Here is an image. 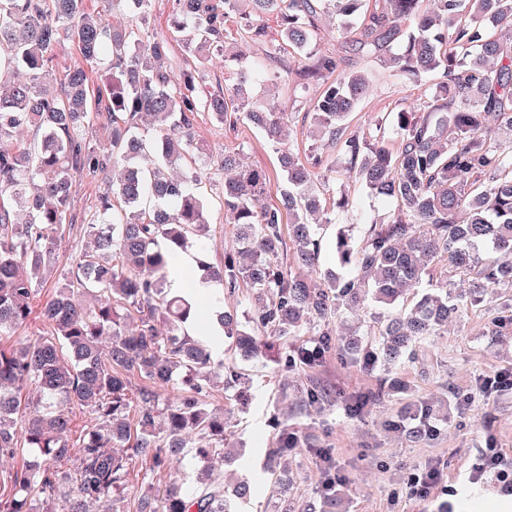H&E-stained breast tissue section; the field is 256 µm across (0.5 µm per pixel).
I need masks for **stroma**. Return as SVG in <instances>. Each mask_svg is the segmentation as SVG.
Listing matches in <instances>:
<instances>
[{"label": "stroma", "mask_w": 512, "mask_h": 512, "mask_svg": "<svg viewBox=\"0 0 512 512\" xmlns=\"http://www.w3.org/2000/svg\"><path fill=\"white\" fill-rule=\"evenodd\" d=\"M170 49L174 64L202 66L206 83L227 91L239 67L237 55L245 54L251 60L261 56L260 50L242 40L240 25L234 21L229 24L223 57L204 63L178 43H171ZM307 62L305 55L292 51L265 59L268 75L280 78L271 86L269 98L287 112L292 149L302 157L314 153L316 147L309 110L316 89L300 88L290 94L282 79ZM339 69L360 72L370 81L368 95L348 118L349 132L360 134L379 123L394 145L401 142L396 114L427 111L434 94L427 83L389 77L382 59L373 56H348ZM194 135L206 150L198 192L210 222L207 257L220 265L232 227L224 222V176L217 159L231 151L242 163L264 169L270 182L262 203L271 207L279 204L282 189L278 155L261 131L242 120L232 128L200 112ZM318 178L328 181L331 193L346 192L354 203L352 212L332 213L330 224L323 229L327 246L320 266L325 269L335 264L331 245L339 230H350L355 240H362L370 222L392 213L395 206L372 197L358 180L337 183L326 171L319 172ZM107 190L106 181L74 175V221L56 248V270L69 268L85 250L89 242L85 226ZM498 304L496 294L490 293L479 305H461L447 333L433 337L418 360L395 369V376L410 386L406 393L381 392L382 371L349 359L343 351L345 339L339 335L333 336L313 366H285L286 356L315 345V337L308 334L273 338L274 355L261 353L248 361L221 351L216 362L242 373L244 381L228 386L223 379H215L208 402L224 413L225 447L239 449L241 456L225 463L214 476L224 483L245 477L257 482L254 495L238 505L237 512H297L302 504L319 503L326 454L343 478L336 489L337 512H512L511 494L493 478L474 476L483 449H498L512 459V388L486 392L480 387L485 378L512 371V334L494 340L486 334ZM317 382L328 387L329 396L322 403L306 405V392ZM364 394L371 395V403L360 415H349L352 398ZM443 398L448 404L437 409L432 437L414 443L397 430V423L409 418L411 403ZM278 421L301 440L287 457L291 481L284 492L275 487L267 470ZM431 465L443 470L442 482L422 492L415 490L412 477Z\"/></svg>", "instance_id": "1"}]
</instances>
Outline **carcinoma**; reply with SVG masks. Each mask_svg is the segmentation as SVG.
Returning <instances> with one entry per match:
<instances>
[{
	"label": "carcinoma",
	"mask_w": 512,
	"mask_h": 512,
	"mask_svg": "<svg viewBox=\"0 0 512 512\" xmlns=\"http://www.w3.org/2000/svg\"><path fill=\"white\" fill-rule=\"evenodd\" d=\"M87 0H0V77L23 70V81L0 91V455L26 450L9 475L0 512H114L133 481L155 476L172 460L205 472L224 460V413L205 403L219 369L211 351L185 332L198 304L166 292L171 266L196 246L204 277L236 295L244 286L257 312L253 326L217 314L224 335L245 359L262 348L255 332L299 336L305 325L328 341L341 311L371 300L392 306L418 288L412 304L381 316L378 337L354 336L347 350L388 371L414 358L415 348L448 326L466 300L479 304L488 288L512 285V147L486 130L492 115L512 132V39L487 33L512 30V0H174L171 29L188 49L224 55L226 22L244 21L247 42L270 56L290 49L310 59L297 76L320 84L312 102L314 136L347 158L337 175L361 181L396 204L393 215L370 224L359 246L338 232L335 252L345 277L329 271L314 284L325 246L310 217L322 209L313 189L323 154L301 160L290 146L288 113L262 98L243 118L279 146L281 205L257 210L269 177L224 154V223L233 225L224 264L205 254L208 221L196 186L202 148L194 140L195 114L232 122L234 98L207 87L199 71L176 67L169 43L149 35L152 0H110L131 13L116 29ZM271 16L277 33L259 20ZM345 35L347 54L373 56L397 37V21L416 20L403 49L386 61L388 76L422 78L439 72L458 101L434 99L428 112H399L402 143H385L382 125L347 133L348 116L369 91L362 74L334 76L340 61L314 53L323 17ZM65 41L84 64L57 69ZM103 67L102 84L92 69ZM264 82L260 68L235 73L233 90ZM112 137L94 143L101 116ZM32 129L30 142L23 131ZM184 163L173 179L169 166ZM119 171L112 194L86 224L91 247L76 258L45 300L34 283L45 277L72 208V175L96 179ZM288 221L291 262L281 225ZM442 265L463 287L424 288L431 266ZM36 317L47 335L12 341ZM140 377L145 383L133 382ZM33 386V400L22 391ZM85 410L77 420L72 407ZM415 441L431 435L434 402L411 407ZM298 446L283 428L269 449L276 482L288 485L281 460ZM114 448H125L119 455ZM253 492L248 481L232 490L206 482L188 490L171 485L146 491L137 512H234Z\"/></svg>",
	"instance_id": "carcinoma-1"
}]
</instances>
